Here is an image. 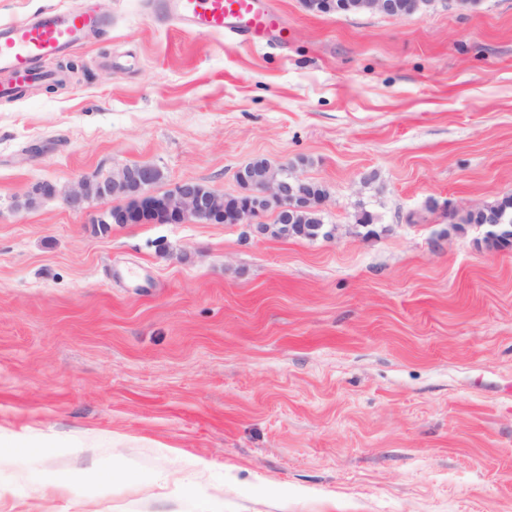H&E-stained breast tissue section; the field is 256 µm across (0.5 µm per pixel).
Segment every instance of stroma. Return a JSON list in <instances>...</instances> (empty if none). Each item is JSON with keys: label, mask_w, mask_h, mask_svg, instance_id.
I'll return each instance as SVG.
<instances>
[{"label": "stroma", "mask_w": 512, "mask_h": 512, "mask_svg": "<svg viewBox=\"0 0 512 512\" xmlns=\"http://www.w3.org/2000/svg\"><path fill=\"white\" fill-rule=\"evenodd\" d=\"M266 2L287 42L0 0L112 22L0 94V512H512V251L455 229L512 196V0ZM257 157L327 187L335 238L65 200L133 164L234 193ZM304 0L308 11L318 14L374 12L390 17L408 16L405 12L417 13L430 0Z\"/></svg>", "instance_id": "1"}]
</instances>
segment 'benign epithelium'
<instances>
[{"instance_id":"obj_1","label":"benign epithelium","mask_w":512,"mask_h":512,"mask_svg":"<svg viewBox=\"0 0 512 512\" xmlns=\"http://www.w3.org/2000/svg\"><path fill=\"white\" fill-rule=\"evenodd\" d=\"M429 0H304L308 11L318 14L374 12L390 17L417 13ZM155 172L150 169L124 167L105 181L82 178L68 192L67 201L80 205L92 197L112 195V189L129 195L133 204L111 210L94 220L96 224H130L132 217L144 210L151 211L172 224L195 221L200 224H251L264 211L279 214L278 224H258L260 233L272 232L283 238L315 240L331 239L336 225L307 224L305 213L323 208L328 196L316 197L306 192L309 180L291 172L288 180L258 178L236 172V181L243 192L232 197L223 195L193 181H185L166 193H155L151 186ZM477 226L485 228V244L495 250H506L512 244V226L501 223L502 215L481 204L467 209Z\"/></svg>"}]
</instances>
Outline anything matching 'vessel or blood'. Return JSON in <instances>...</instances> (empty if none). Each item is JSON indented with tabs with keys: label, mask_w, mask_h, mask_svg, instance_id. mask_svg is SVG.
<instances>
[{
	"label": "vessel or blood",
	"mask_w": 512,
	"mask_h": 512,
	"mask_svg": "<svg viewBox=\"0 0 512 512\" xmlns=\"http://www.w3.org/2000/svg\"><path fill=\"white\" fill-rule=\"evenodd\" d=\"M160 12L190 30L221 33L250 42L276 30L277 14L259 8L256 0H160ZM100 17L70 11H45L36 17L0 26V93L24 89L37 74L36 60L54 57L80 45L86 33L101 28Z\"/></svg>",
	"instance_id": "vessel-or-blood-1"
}]
</instances>
